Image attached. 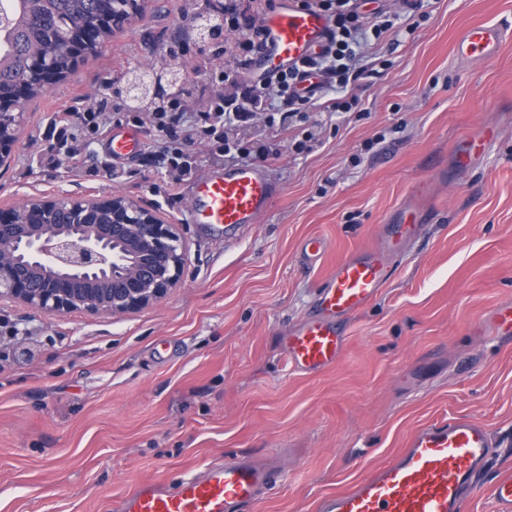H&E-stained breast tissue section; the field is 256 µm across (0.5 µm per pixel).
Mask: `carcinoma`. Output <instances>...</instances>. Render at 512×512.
<instances>
[{"instance_id": "obj_1", "label": "carcinoma", "mask_w": 512, "mask_h": 512, "mask_svg": "<svg viewBox=\"0 0 512 512\" xmlns=\"http://www.w3.org/2000/svg\"><path fill=\"white\" fill-rule=\"evenodd\" d=\"M129 0H0V105L9 109L21 96L28 103L41 91L44 71L33 62L50 58L53 75L62 79L78 57L71 52L72 35L92 34L85 53L95 55L111 29L98 22L127 8Z\"/></svg>"}]
</instances>
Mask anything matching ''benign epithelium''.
Masks as SVG:
<instances>
[{
    "mask_svg": "<svg viewBox=\"0 0 512 512\" xmlns=\"http://www.w3.org/2000/svg\"><path fill=\"white\" fill-rule=\"evenodd\" d=\"M130 98L153 96L150 77L139 72ZM66 204L80 213L91 205L111 211L110 224H49L41 215ZM37 220L14 224L18 206L0 208V300L48 315L124 316L163 298L182 280L185 245L178 225L121 195L69 194L27 201Z\"/></svg>",
    "mask_w": 512,
    "mask_h": 512,
    "instance_id": "1",
    "label": "benign epithelium"
}]
</instances>
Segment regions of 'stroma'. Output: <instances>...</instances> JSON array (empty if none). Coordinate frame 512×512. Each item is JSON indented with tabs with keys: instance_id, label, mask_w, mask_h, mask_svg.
I'll list each match as a JSON object with an SVG mask.
<instances>
[{
	"instance_id": "35a3bbf8",
	"label": "stroma",
	"mask_w": 512,
	"mask_h": 512,
	"mask_svg": "<svg viewBox=\"0 0 512 512\" xmlns=\"http://www.w3.org/2000/svg\"><path fill=\"white\" fill-rule=\"evenodd\" d=\"M180 0H140V16L30 102L0 170V207L69 192L121 193L177 224L187 250L178 288L122 318L47 316L0 304V512H113L145 483L175 488L227 458L268 457L279 479L257 512H320L403 448L419 425L483 422L497 442L482 485L512 474V342L490 311L512 302V36L478 62L454 52L477 22L512 24V0H427L415 32L398 21L356 81L358 110L311 107L298 132L271 139L266 119L237 132L282 192L259 224L227 240L186 221L188 196L134 157L117 163L82 139V172L40 162L54 113L74 105L128 112L129 70L184 74L196 110L213 96L223 39L186 37ZM494 128L480 161L456 167L457 144ZM431 182L422 236L346 325L328 371H293L279 340L305 318L337 262L371 248L413 189ZM328 243L305 265L303 238Z\"/></svg>"
}]
</instances>
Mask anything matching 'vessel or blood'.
Instances as JSON below:
<instances>
[{
	"label": "vessel or blood",
	"mask_w": 512,
	"mask_h": 512,
	"mask_svg": "<svg viewBox=\"0 0 512 512\" xmlns=\"http://www.w3.org/2000/svg\"><path fill=\"white\" fill-rule=\"evenodd\" d=\"M265 47L254 65L261 76L293 67L319 51L329 34L327 17L299 7L295 0H280L265 20ZM504 28L476 24L458 38L455 53L477 61L500 48ZM492 132L461 141L456 161L468 167L487 149ZM144 146L139 131L117 128L105 143L113 159L138 155ZM279 190L266 170L244 164L198 178L187 207L191 223L231 236L258 223ZM429 210L406 205L393 211L382 226L377 248L353 252L340 260L314 295L312 312L282 341L289 364L304 374H318L342 358L348 319L370 305L387 281L390 255L419 237ZM327 243L308 237L300 244L305 264H316ZM496 338L512 339V304L497 306L490 315ZM495 444L481 422L452 417L416 429L404 448L379 465L353 489L333 497L327 512H463L467 497L475 495L476 475L491 456ZM276 482L270 468L248 460L227 459L205 472L183 479L176 491L158 485L145 486L121 498L117 512H244L263 491ZM490 496L497 512H512V475L499 479Z\"/></svg>",
	"instance_id": "1"
}]
</instances>
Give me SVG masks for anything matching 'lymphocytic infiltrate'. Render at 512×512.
I'll use <instances>...</instances> for the list:
<instances>
[{
  "mask_svg": "<svg viewBox=\"0 0 512 512\" xmlns=\"http://www.w3.org/2000/svg\"><path fill=\"white\" fill-rule=\"evenodd\" d=\"M298 2L301 7L324 12L331 21L329 43L322 52L274 77L249 79L250 63L260 49L264 16L271 9L272 0H224L214 10V25L217 32L230 33L233 39L224 45V69L218 74V90L207 110L189 120L181 102L173 99L152 111L127 113V123L146 129L153 136L152 156L157 164L173 171V184H181L192 175L196 160L191 149L205 141L217 142L218 155L249 158V151L235 140L234 131L251 121L255 113L277 112L286 121L303 117L305 109L315 103L313 94L299 89L307 75L323 76L319 91L333 92V99L326 102L327 111L351 109V102L341 99L340 94L361 75L368 45L393 30L397 16L382 5L362 12L360 0ZM57 123L58 150L53 162L79 171L82 159L71 142V131L77 128L92 138L102 136L105 115L73 107L59 112Z\"/></svg>",
  "mask_w": 512,
  "mask_h": 512,
  "instance_id": "lymphocytic-infiltrate-1",
  "label": "lymphocytic infiltrate"
}]
</instances>
